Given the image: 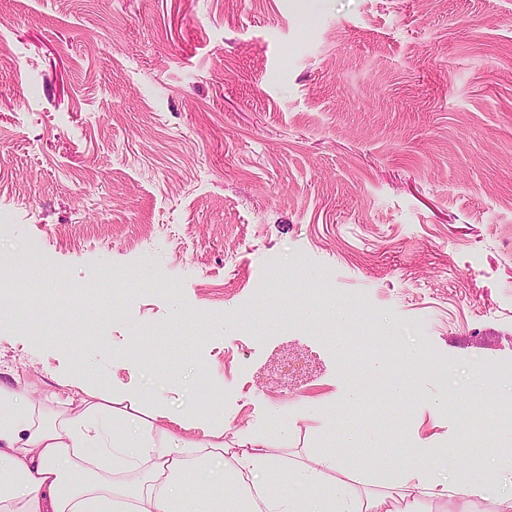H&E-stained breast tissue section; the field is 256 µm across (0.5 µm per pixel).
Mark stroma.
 I'll list each match as a JSON object with an SVG mask.
<instances>
[{
    "mask_svg": "<svg viewBox=\"0 0 512 512\" xmlns=\"http://www.w3.org/2000/svg\"><path fill=\"white\" fill-rule=\"evenodd\" d=\"M1 49L0 382L85 377L156 440H204L194 404L369 495L390 476L335 419L356 384L367 429L512 449V0H0ZM317 286L368 321L290 294ZM387 336L447 372L389 397L357 370Z\"/></svg>",
    "mask_w": 512,
    "mask_h": 512,
    "instance_id": "obj_1",
    "label": "stroma"
}]
</instances>
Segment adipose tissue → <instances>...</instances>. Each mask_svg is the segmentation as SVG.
Wrapping results in <instances>:
<instances>
[{
	"mask_svg": "<svg viewBox=\"0 0 512 512\" xmlns=\"http://www.w3.org/2000/svg\"><path fill=\"white\" fill-rule=\"evenodd\" d=\"M59 398L54 409L35 404L27 390L0 383V512H242L236 488L256 477L265 512H385V499L363 495L335 473L341 461L318 454L313 465L283 468L263 441L225 457L223 443L188 442L168 434L155 446L130 422L111 423L102 401ZM345 447L372 445L379 456L398 458L395 489L400 512H429L453 498L456 512H512V490L492 485L489 474L512 481V451L465 450L466 472L441 476L443 449H389L382 433H368L351 406L339 410Z\"/></svg>",
	"mask_w": 512,
	"mask_h": 512,
	"instance_id": "1",
	"label": "adipose tissue"
}]
</instances>
